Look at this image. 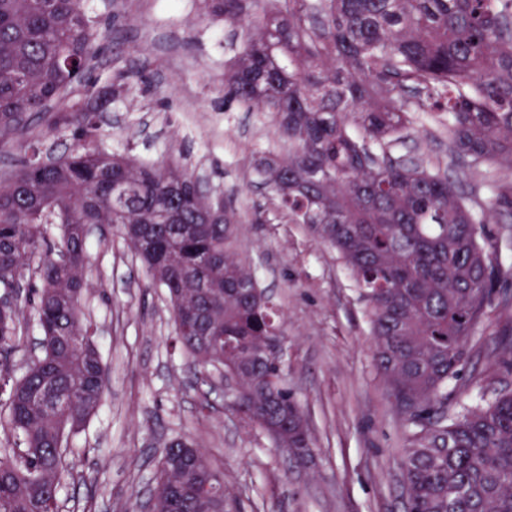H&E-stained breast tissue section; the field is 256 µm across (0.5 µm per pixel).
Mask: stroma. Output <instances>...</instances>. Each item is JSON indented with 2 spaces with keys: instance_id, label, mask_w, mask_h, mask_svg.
<instances>
[{
  "instance_id": "1",
  "label": "stroma",
  "mask_w": 512,
  "mask_h": 512,
  "mask_svg": "<svg viewBox=\"0 0 512 512\" xmlns=\"http://www.w3.org/2000/svg\"><path fill=\"white\" fill-rule=\"evenodd\" d=\"M112 18L96 45L90 92L66 108L31 116L0 144V167L31 135L55 153L76 146L177 163L224 193L238 218L235 251L276 300L288 347V386L307 420L309 456L276 447L231 405L217 371L199 377L173 348L174 325L120 232L92 228L83 312L95 328L106 374L99 412L68 439L74 465L58 512H129L151 492L157 461L188 438L224 473L226 512H404L402 463L409 430L396 415L374 360L366 304L337 252L308 225L288 221L257 176L253 158L284 150L273 114L224 98V68L239 49V25L214 21L201 0H87ZM102 100L98 126L78 140L71 124L85 101ZM395 155L447 168L459 190L481 198L488 180L512 181V166H457L445 127L417 115ZM496 294L448 389L471 404L488 388L512 390V219L484 227Z\"/></svg>"
}]
</instances>
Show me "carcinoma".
<instances>
[{"label": "carcinoma", "mask_w": 512, "mask_h": 512, "mask_svg": "<svg viewBox=\"0 0 512 512\" xmlns=\"http://www.w3.org/2000/svg\"><path fill=\"white\" fill-rule=\"evenodd\" d=\"M240 34L224 70V99L271 112L285 154L254 161L288 220L311 225L336 249L369 307L378 370L411 426L404 449L406 512H512V392L448 416V382L494 293L492 244L482 225L512 217V183L488 203L462 194L448 170L392 146L410 113L448 126V150L469 168L512 164V0H203ZM99 36L86 0H0V137L87 86ZM99 107L75 113V135ZM36 146L0 179V288L43 253L25 298L41 356L22 373L10 357L22 304L0 307V512H57L67 437L102 406L106 384L90 324L81 320L87 229L113 224L165 289L175 329L199 367L232 369V398L248 420L282 430V448L312 444L285 364L259 354L280 336L276 305L232 253L233 214L194 172L130 155L75 149L39 164ZM56 225L48 242L47 225ZM154 512H218L224 475L189 439L157 463Z\"/></svg>", "instance_id": "cac0c4a2"}]
</instances>
